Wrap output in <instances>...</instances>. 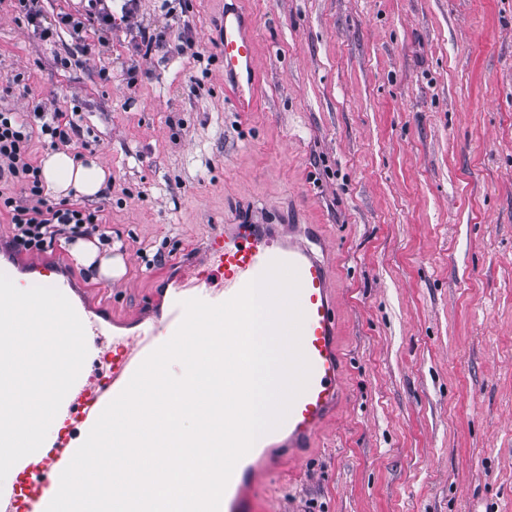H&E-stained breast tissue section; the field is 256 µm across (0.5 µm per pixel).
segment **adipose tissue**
Segmentation results:
<instances>
[{
	"mask_svg": "<svg viewBox=\"0 0 512 512\" xmlns=\"http://www.w3.org/2000/svg\"><path fill=\"white\" fill-rule=\"evenodd\" d=\"M41 169L47 190L59 197L72 193L82 196L98 195L110 178L109 169L98 160L79 161L62 150L46 153ZM71 250L78 262L96 266L99 276L104 280L120 277L124 272L121 257L112 256L111 252L102 250L97 242L79 239L72 243Z\"/></svg>",
	"mask_w": 512,
	"mask_h": 512,
	"instance_id": "ef3b65f1",
	"label": "adipose tissue"
}]
</instances>
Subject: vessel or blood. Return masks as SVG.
<instances>
[{
    "label": "vessel or blood",
    "mask_w": 512,
    "mask_h": 512,
    "mask_svg": "<svg viewBox=\"0 0 512 512\" xmlns=\"http://www.w3.org/2000/svg\"><path fill=\"white\" fill-rule=\"evenodd\" d=\"M223 35L216 44L224 65V78L231 81V94L242 110L252 107L257 83V53L253 23L236 8H225ZM274 261L293 265L298 273V304L304 314L301 348L310 364L307 386L275 429L282 452L265 455L247 468H235L221 501L223 512H259L254 496L259 482L298 460L334 420L342 405L344 369L341 330L337 317L339 291L330 265L311 247L306 228H298L288 242L276 243L267 224H237L216 230L206 239L200 255L181 264L174 298L165 313L148 321L131 335H111L106 320L94 309L78 312L85 328L87 359L104 369L96 385L79 374L57 413L63 421H75L81 434H88L106 405L128 384L143 360L175 333L183 317L182 301L198 298L222 303ZM222 274V288L212 278ZM78 448L70 434L52 441L50 449H38L19 460L17 480L0 486V512H45L59 487V477Z\"/></svg>",
    "instance_id": "1"
}]
</instances>
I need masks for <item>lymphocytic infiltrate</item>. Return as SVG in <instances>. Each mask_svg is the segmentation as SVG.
Returning a JSON list of instances; mask_svg holds the SVG:
<instances>
[{
    "label": "lymphocytic infiltrate",
    "instance_id": "obj_1",
    "mask_svg": "<svg viewBox=\"0 0 512 512\" xmlns=\"http://www.w3.org/2000/svg\"><path fill=\"white\" fill-rule=\"evenodd\" d=\"M39 120L48 147L73 143L80 127L72 113L36 105L33 112L0 111V213H7L12 226V243L17 250L41 253L59 239L98 237L109 244L103 232V217L70 199H48L41 169L31 152L32 120Z\"/></svg>",
    "mask_w": 512,
    "mask_h": 512
}]
</instances>
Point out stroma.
Instances as JSON below:
<instances>
[{"label": "stroma", "mask_w": 512, "mask_h": 512, "mask_svg": "<svg viewBox=\"0 0 512 512\" xmlns=\"http://www.w3.org/2000/svg\"><path fill=\"white\" fill-rule=\"evenodd\" d=\"M222 0H139L135 27L59 29L0 0V108L58 99L108 189L107 283L128 315L218 225H319L341 290L344 402L268 512H512V0H242L259 60L240 111L215 52ZM168 33L134 53L139 27ZM192 47H184L185 37ZM92 47L82 54L81 43Z\"/></svg>", "instance_id": "stroma-1"}]
</instances>
